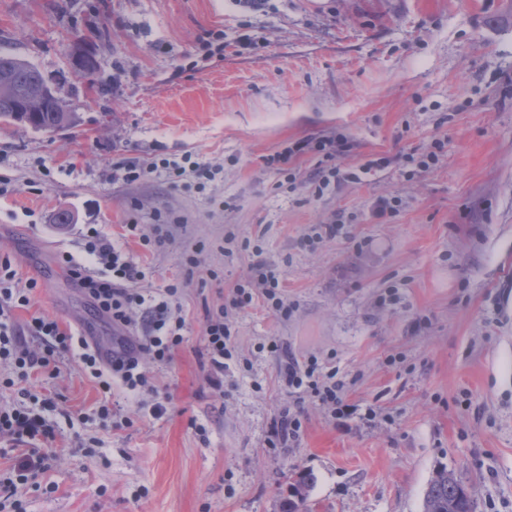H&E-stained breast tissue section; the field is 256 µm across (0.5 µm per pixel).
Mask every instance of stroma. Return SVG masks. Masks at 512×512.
<instances>
[{
	"label": "stroma",
	"mask_w": 512,
	"mask_h": 512,
	"mask_svg": "<svg viewBox=\"0 0 512 512\" xmlns=\"http://www.w3.org/2000/svg\"><path fill=\"white\" fill-rule=\"evenodd\" d=\"M211 29L223 53L200 47ZM241 34L263 42L241 48ZM81 35L99 62L92 92L72 62ZM0 48L36 65L79 117L55 134L0 124L13 188L0 197V256L38 281L17 325L44 315L111 346V324L61 264L85 261L84 224L148 268L151 288L180 283L186 322L171 364L141 359L170 398L165 414L154 394L127 393L124 425L104 426V393L74 351L57 378L25 381L29 400L0 385V404L24 401L56 429L24 512H280L303 474L315 478L311 512H423L441 467L476 512H512V0H268L256 13L235 0H0ZM327 135L349 143L340 170L390 163L317 199L302 184L318 162L308 153L300 186L279 188L264 157ZM438 139L437 166L404 162ZM188 153L222 168L206 192L109 178L116 161ZM381 197L397 213L376 216ZM158 210L186 223L152 251L142 239ZM62 211L71 223H57ZM340 212L336 236L304 244ZM258 256L280 271L291 311L259 299L231 312L235 354L217 389L205 314ZM292 356L338 370L355 413L339 424L288 393ZM287 408L301 436L270 447Z\"/></svg>",
	"instance_id": "stroma-1"
}]
</instances>
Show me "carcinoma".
Listing matches in <instances>:
<instances>
[{"label": "carcinoma", "instance_id": "obj_1", "mask_svg": "<svg viewBox=\"0 0 512 512\" xmlns=\"http://www.w3.org/2000/svg\"><path fill=\"white\" fill-rule=\"evenodd\" d=\"M47 82L49 79L28 60L0 48V121L17 123L22 101L37 96ZM65 111L60 96L46 97L38 111L25 113V119L35 130L55 132ZM423 512H475V503L457 477L442 468L428 484Z\"/></svg>", "mask_w": 512, "mask_h": 512}]
</instances>
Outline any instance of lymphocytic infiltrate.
<instances>
[{
    "mask_svg": "<svg viewBox=\"0 0 512 512\" xmlns=\"http://www.w3.org/2000/svg\"><path fill=\"white\" fill-rule=\"evenodd\" d=\"M210 178L209 166L191 160L184 162L153 158L144 164L118 162L112 166L111 179L133 183L152 176L163 178L171 188L182 189L190 176ZM83 250L89 264H82L73 256L63 258L68 278L90 299L97 313L109 321L118 334V348L111 361H104L97 348L89 346L81 333L61 326L54 319L31 317L27 330L37 346L22 343L13 323L15 310L26 307L36 289V281L18 282L17 273L8 259L0 260V364L18 369H38L48 377L60 372L59 355L71 346L82 350L81 361L100 385L115 380L128 390H150L149 378L141 368L139 355L148 353L153 360L165 364L183 342L185 321L175 315L171 299L178 293L177 286H168L166 295L156 299L145 294L141 283L143 269L120 246L112 244L94 225H87L82 233ZM262 297L277 314L288 311L287 301L280 289L275 269L264 261L253 262L245 282L236 284L227 307L207 312L204 326V349L214 373H222L224 360L234 349L233 334L226 320L228 309L250 305L254 297ZM142 326L143 336L138 340L128 337V330ZM314 360L289 361L283 378L289 390L310 388L320 403L332 406L336 419L348 415L344 401V380L336 371H329L322 379H315ZM54 430L21 403L0 405V439L21 444L22 453L14 468L0 473V512H21L23 489L38 482L49 466L52 449L45 443L53 439Z\"/></svg>",
    "mask_w": 512,
    "mask_h": 512,
    "instance_id": "obj_1",
    "label": "lymphocytic infiltrate"
}]
</instances>
